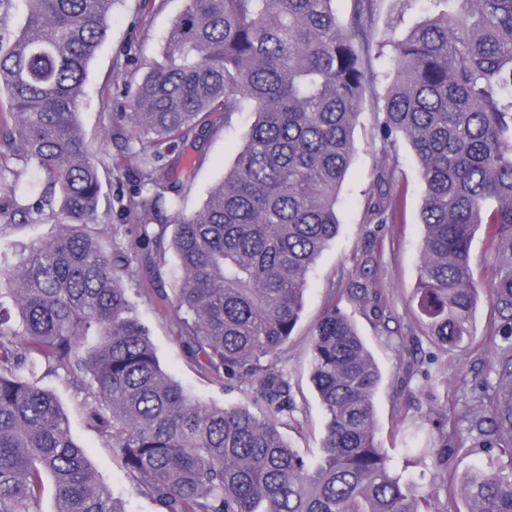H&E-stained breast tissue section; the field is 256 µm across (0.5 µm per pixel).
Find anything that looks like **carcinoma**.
<instances>
[{
    "label": "carcinoma",
    "instance_id": "cac0c4a2",
    "mask_svg": "<svg viewBox=\"0 0 512 512\" xmlns=\"http://www.w3.org/2000/svg\"><path fill=\"white\" fill-rule=\"evenodd\" d=\"M26 23L3 45L0 89L11 124L0 125V178L18 156L43 173L42 210L60 233L0 268V512H41L50 483L56 512H126L72 438L67 412L34 380L63 373L85 391V418L119 451L129 478L157 512H512V0H447V11L392 44L378 135L411 145L425 186L417 285L427 336L446 351L468 344L485 291L495 353L492 391L469 415L479 447L508 468L452 469L448 429L425 448L444 500L393 474L375 437L380 373L351 317L329 309L311 340V378L327 415L318 457L285 443L291 386L260 359L292 336L306 276L336 238V203L353 158V129L378 73L360 41L376 0H353L350 25L336 0H185L169 48L127 88L121 116L152 144L144 180L176 149L227 124L255 120L233 164L202 208L180 214L172 245L183 271L174 303L187 314L178 338L205 368L235 387L252 384L263 412L208 406L162 369L135 315L128 258L93 231L99 171L78 122L87 65L107 35L115 0H25ZM383 172L367 199L371 222L394 219ZM489 226L496 262L475 277L471 244ZM167 225L141 226L161 257Z\"/></svg>",
    "mask_w": 512,
    "mask_h": 512
}]
</instances>
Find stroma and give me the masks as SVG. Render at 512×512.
Listing matches in <instances>:
<instances>
[{"label": "stroma", "mask_w": 512, "mask_h": 512, "mask_svg": "<svg viewBox=\"0 0 512 512\" xmlns=\"http://www.w3.org/2000/svg\"><path fill=\"white\" fill-rule=\"evenodd\" d=\"M184 6L185 0H116L108 36L87 67L79 121L99 163L102 188L95 229L103 241L129 259L130 297L162 367L203 403L243 406L249 402L248 385L226 388L216 376L201 369L178 340L180 314L157 290L174 288L181 269L172 247H165V264L159 271L152 267L148 252L139 249L138 226L146 219L134 200L139 192L164 195V203L147 219L154 224L170 225L177 213L199 210L211 188L231 167L253 114L235 113L227 128L187 146L174 169L160 172L157 184L145 187L137 182L138 154L143 147L138 132L126 128L129 146L125 149L101 138L111 122L113 98L123 86L139 83L149 67L161 60L168 34ZM445 9L444 0H377L374 22L367 33L371 49L405 37L427 17ZM384 91V85H377L374 96L361 106L353 132V161L339 191L338 233L308 274L301 320L290 341L271 358L277 368L287 371L296 405L293 415L283 417L279 431L304 457L319 454L326 417L310 379V340L322 315L339 307L352 316L380 371L374 397L378 443L385 448L395 474L415 479L422 494L435 497L442 494V483L417 446L421 439L431 437L430 420L441 406L456 408L463 416L473 411L475 404L465 399L464 393L489 374L494 353L503 341L490 331V307L483 299L476 309L474 339L466 347L446 353L425 336L416 305L424 232L420 222L423 184L406 140L396 145V220L378 226L366 222L365 204L386 156L376 132ZM11 167L6 186L0 187V209H32L44 191L39 170L16 159ZM177 192L182 200L176 211L168 200ZM56 231L51 218L32 214L22 227L0 233V263L14 262L25 246L48 239ZM367 283L382 293L384 320L374 317L372 304H359L351 296L352 289ZM38 380L41 387L55 392L70 417L73 436L100 480L123 498L127 512H156L153 501L131 483L118 453L103 447L87 426L82 394L61 374H42Z\"/></svg>", "instance_id": "35a3bbf8"}]
</instances>
